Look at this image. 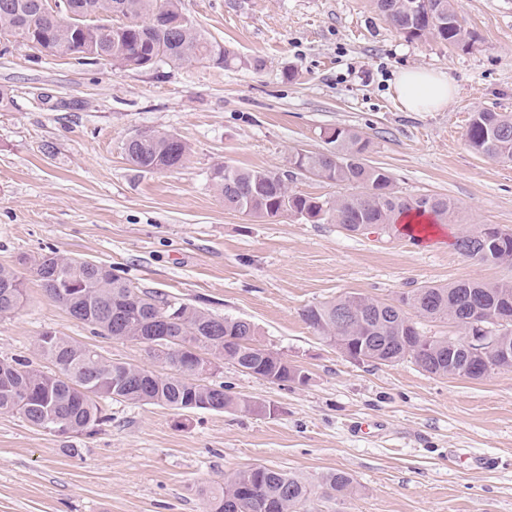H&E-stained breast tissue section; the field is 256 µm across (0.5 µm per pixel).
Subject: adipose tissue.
Wrapping results in <instances>:
<instances>
[{
  "instance_id": "obj_1",
  "label": "adipose tissue",
  "mask_w": 512,
  "mask_h": 512,
  "mask_svg": "<svg viewBox=\"0 0 512 512\" xmlns=\"http://www.w3.org/2000/svg\"><path fill=\"white\" fill-rule=\"evenodd\" d=\"M394 90L401 104L410 112L441 110L455 95V88L445 74L421 67L400 71Z\"/></svg>"
}]
</instances>
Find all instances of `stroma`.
I'll return each instance as SVG.
<instances>
[{
	"label": "stroma",
	"mask_w": 512,
	"mask_h": 512,
	"mask_svg": "<svg viewBox=\"0 0 512 512\" xmlns=\"http://www.w3.org/2000/svg\"><path fill=\"white\" fill-rule=\"evenodd\" d=\"M181 6L251 66L119 70L0 39V265L27 282L22 309L0 319V359L44 366L36 342L51 331L167 372L146 345L96 335L44 295L35 265L54 252L252 321L257 343L307 379L283 386L223 363L210 383L275 414L107 400V423L70 440L0 414V512H205V490L256 465L304 477L310 512H512V369L472 380L409 360L357 364L302 317L349 292L391 299L424 284L512 279V268L450 243L465 227L512 229V164L466 141L473 113H512V0H454L472 34L457 46L405 37L372 0ZM407 67L445 73L457 96L437 112L403 110L392 85ZM336 127L369 140L368 163L402 195L452 199L460 223L416 242L225 209L216 164L284 172L296 153L325 151L322 133ZM141 130L178 134L188 162L162 173L132 166L123 143ZM357 422L366 432H353ZM70 444L81 456L66 453ZM477 456L491 466L475 468ZM336 471L352 477L350 494H325Z\"/></svg>",
	"instance_id": "stroma-1"
}]
</instances>
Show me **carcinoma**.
<instances>
[{"label":"carcinoma","mask_w":512,"mask_h":512,"mask_svg":"<svg viewBox=\"0 0 512 512\" xmlns=\"http://www.w3.org/2000/svg\"><path fill=\"white\" fill-rule=\"evenodd\" d=\"M377 11L410 39L450 45L472 39L453 7V0H374ZM85 16L73 23L67 7ZM184 15L180 0H59V10L43 0H0V37L45 57H71L79 62H105L120 70H148L211 63L229 68L244 65L224 45L208 37L195 23L177 24ZM331 149L298 153L292 169L279 173L245 169L230 162L216 165L211 181L224 207L251 217L273 221L292 214L311 223L338 224L361 235L375 226L396 229L399 218L411 211L429 214L439 224H454L458 207L446 196L408 198L396 189L390 173L370 165L365 154L369 141L350 129L324 131ZM468 146L476 153L512 163V115L483 110L473 114ZM128 162L144 172L182 167L190 155L186 141L176 134L145 130L141 138L124 143ZM310 174L345 187L332 199L294 191V176ZM455 247L471 259L490 265L512 266V231L489 229L479 235L460 233ZM36 276L46 295L74 319L104 336L128 338L147 345L150 353L175 369L156 373L106 359L96 350L77 345L53 332L38 339V350L52 363L43 371L19 360L0 359V414H16L39 429L62 434L90 431L105 421L99 400L192 410L209 403L215 410L258 411V405L232 395L224 386L206 385L189 372L201 355L252 368L272 383H303L305 375L288 360L255 342V325L241 318L212 315L171 295L143 291L112 273V267L70 258L55 252L37 263ZM512 281L488 283L457 281L448 286L421 285L385 301L347 293L309 306L303 316L309 327L328 339L341 336L353 355L373 361L418 362L411 337L421 327L417 319L450 321L467 330L474 307L491 318H512ZM26 301V283L13 270L0 266V317L16 313ZM466 353L439 337L425 352L422 370L450 377ZM329 493L352 489L342 471L325 477ZM311 495L301 476L267 466H253L224 480V486L206 493V512H305Z\"/></svg>","instance_id":"carcinoma-1"}]
</instances>
